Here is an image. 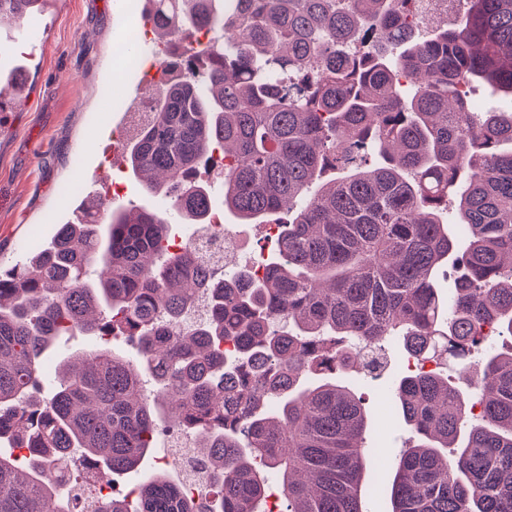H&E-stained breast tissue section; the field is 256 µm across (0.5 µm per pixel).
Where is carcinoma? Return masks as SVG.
<instances>
[{
	"label": "carcinoma",
	"instance_id": "cac0c4a2",
	"mask_svg": "<svg viewBox=\"0 0 512 512\" xmlns=\"http://www.w3.org/2000/svg\"><path fill=\"white\" fill-rule=\"evenodd\" d=\"M45 2L0 0V20ZM148 2L162 35L212 37L127 148L162 206L81 204L80 223L0 270V439L24 451L0 453V512H82L67 489L79 458L106 489L93 512H266L271 473L282 512H362L369 418L344 376L377 369L388 339L459 361L478 388L433 370L395 381L417 441L394 464L391 512H512V348L490 336H512V111L474 112L463 91L512 98V0H462L460 20L435 28L406 20L408 0ZM28 78L22 62L0 73V107ZM220 151L224 208L276 229L260 273L216 274L168 237L209 223L191 174ZM450 196L462 238L440 219ZM74 332H118L140 361L105 345L73 355L42 400L41 359ZM172 427L194 436L216 498L192 497L166 465L114 485Z\"/></svg>",
	"mask_w": 512,
	"mask_h": 512
}]
</instances>
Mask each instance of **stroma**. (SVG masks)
Instances as JSON below:
<instances>
[{
  "instance_id": "obj_1",
  "label": "stroma",
  "mask_w": 512,
  "mask_h": 512,
  "mask_svg": "<svg viewBox=\"0 0 512 512\" xmlns=\"http://www.w3.org/2000/svg\"><path fill=\"white\" fill-rule=\"evenodd\" d=\"M133 21L115 11L114 0H48L28 19L45 44L36 53L22 44L15 27H0V67L24 61L31 81L22 101L0 110V267L23 262L22 239L44 247L54 225L93 191L99 159L82 168L72 156L81 145L107 137L135 107L139 76L115 53ZM196 178L214 199L212 223L234 225L241 244L238 263L251 265L265 244L266 225H238L225 212L220 165L200 166ZM386 352L380 378L362 369L348 377L366 399V444L375 461L363 512H390L391 463L414 438L397 412L393 391L405 353L395 341L387 343Z\"/></svg>"
}]
</instances>
